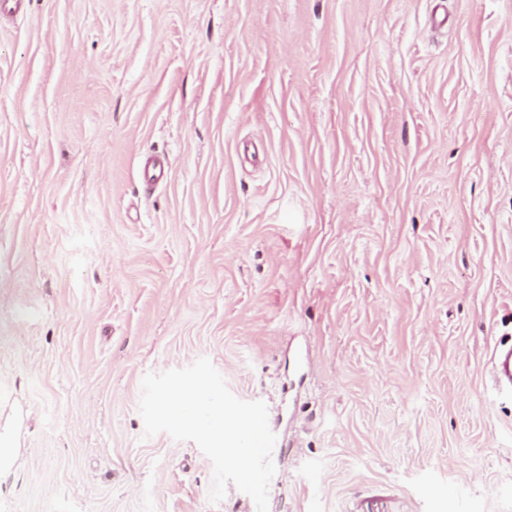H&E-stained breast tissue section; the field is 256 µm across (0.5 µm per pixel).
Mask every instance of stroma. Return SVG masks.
Masks as SVG:
<instances>
[{
  "instance_id": "obj_1",
  "label": "stroma",
  "mask_w": 512,
  "mask_h": 512,
  "mask_svg": "<svg viewBox=\"0 0 512 512\" xmlns=\"http://www.w3.org/2000/svg\"><path fill=\"white\" fill-rule=\"evenodd\" d=\"M510 338L512 0L0 9V512H257L144 435L201 357L268 512H512Z\"/></svg>"
}]
</instances>
